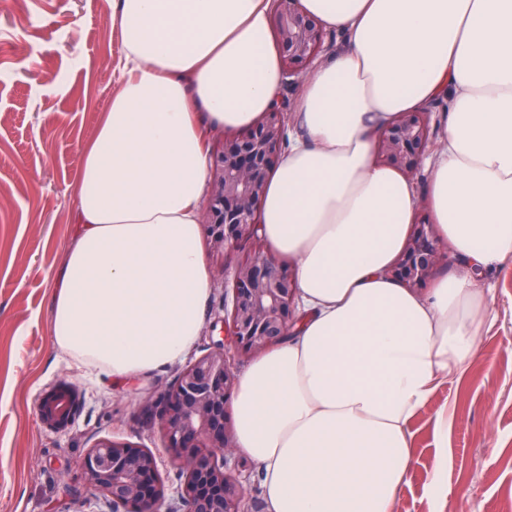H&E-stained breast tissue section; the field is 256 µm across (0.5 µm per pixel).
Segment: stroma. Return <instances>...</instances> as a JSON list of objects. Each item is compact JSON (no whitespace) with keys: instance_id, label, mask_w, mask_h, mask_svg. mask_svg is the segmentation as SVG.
Wrapping results in <instances>:
<instances>
[{"instance_id":"obj_1","label":"stroma","mask_w":512,"mask_h":512,"mask_svg":"<svg viewBox=\"0 0 512 512\" xmlns=\"http://www.w3.org/2000/svg\"><path fill=\"white\" fill-rule=\"evenodd\" d=\"M123 60L112 0H0V512H109L79 476L89 449L112 435L153 449L169 488L179 483L146 413L177 367L117 385L52 336V286L75 233L83 149L112 103ZM204 260L213 285L195 357L223 337L222 270L238 257ZM478 284L491 312L476 356L411 421L412 466L394 512H502L512 496V258ZM64 379L84 399L72 426L56 433L36 403ZM437 469L444 497L430 486Z\"/></svg>"}]
</instances>
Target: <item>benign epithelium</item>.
<instances>
[{"instance_id":"7a95c632","label":"benign epithelium","mask_w":512,"mask_h":512,"mask_svg":"<svg viewBox=\"0 0 512 512\" xmlns=\"http://www.w3.org/2000/svg\"><path fill=\"white\" fill-rule=\"evenodd\" d=\"M272 13L285 91L331 50L333 37L301 9L299 0H272ZM435 111L431 102L391 123L378 143L379 161L416 176L435 145ZM287 139V105L281 95L245 135L211 149L204 212L210 248L221 255L243 246L248 252L232 271L230 299L224 300V339L189 361L148 408V421L160 428L177 468V502L169 501L155 453L114 436L97 441L81 464L86 489L103 496L112 512H248L228 419L237 367L285 341L299 319L294 274L266 249L260 235L259 204ZM447 258V246L433 224L421 219L390 274L409 288H421ZM82 400L76 383L61 380L39 398L38 418L45 427L63 431Z\"/></svg>"}]
</instances>
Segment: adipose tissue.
<instances>
[{
  "label": "adipose tissue",
  "instance_id": "ef3b65f1",
  "mask_svg": "<svg viewBox=\"0 0 512 512\" xmlns=\"http://www.w3.org/2000/svg\"><path fill=\"white\" fill-rule=\"evenodd\" d=\"M345 47L303 81L260 203L295 261L300 318L238 378L237 452L271 512H393L408 426L472 361L488 316L473 277L408 288L389 269L426 203L469 267L512 257V0H300ZM122 79L83 151L53 336L113 381L180 362L211 293L199 223L210 134L252 126L282 80L269 0H112ZM447 98L418 195L377 161L382 131Z\"/></svg>",
  "mask_w": 512,
  "mask_h": 512
}]
</instances>
